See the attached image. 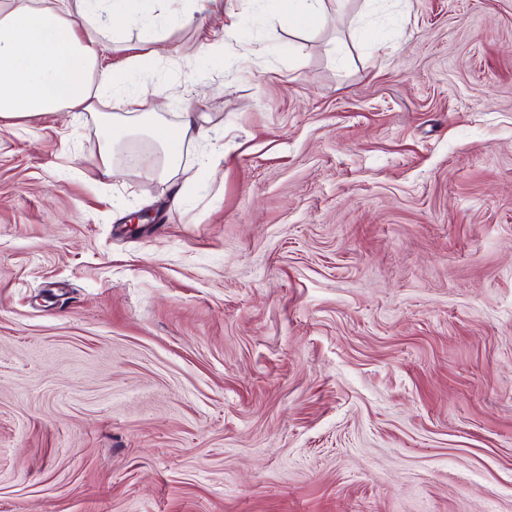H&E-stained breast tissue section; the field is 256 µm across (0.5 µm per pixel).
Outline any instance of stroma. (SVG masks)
<instances>
[{
    "instance_id": "1",
    "label": "stroma",
    "mask_w": 512,
    "mask_h": 512,
    "mask_svg": "<svg viewBox=\"0 0 512 512\" xmlns=\"http://www.w3.org/2000/svg\"><path fill=\"white\" fill-rule=\"evenodd\" d=\"M175 10L0 119V512H512V0ZM278 2L287 18L288 15H294L312 22L320 19L324 14L325 0H280ZM155 138L165 146V166L168 169L174 168L178 163V154L175 150L177 142L186 139L203 140L209 137V132L198 125L196 113L184 112L181 121L177 126L171 127L165 124L154 126Z\"/></svg>"
}]
</instances>
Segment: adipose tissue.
Segmentation results:
<instances>
[{
  "mask_svg": "<svg viewBox=\"0 0 512 512\" xmlns=\"http://www.w3.org/2000/svg\"><path fill=\"white\" fill-rule=\"evenodd\" d=\"M154 0H55L53 5L12 8L0 2V119L43 112L95 111L103 93L121 90L142 69L132 57L120 71L102 64L103 30H117L151 12ZM165 165L178 163L176 143L209 133L186 112L177 126L158 124Z\"/></svg>",
  "mask_w": 512,
  "mask_h": 512,
  "instance_id": "obj_1",
  "label": "adipose tissue"
}]
</instances>
